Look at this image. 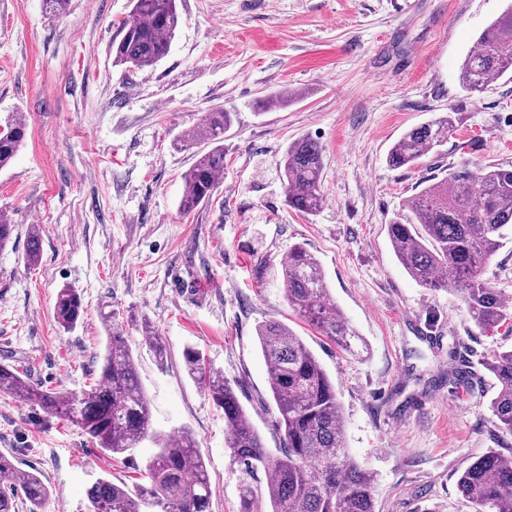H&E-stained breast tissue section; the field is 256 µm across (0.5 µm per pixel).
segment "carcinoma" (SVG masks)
Here are the masks:
<instances>
[{
  "label": "carcinoma",
  "instance_id": "carcinoma-1",
  "mask_svg": "<svg viewBox=\"0 0 512 512\" xmlns=\"http://www.w3.org/2000/svg\"><path fill=\"white\" fill-rule=\"evenodd\" d=\"M180 23L176 0H132L122 24V37L112 45L113 63L128 68L153 67L169 53ZM512 4L478 36L475 49L460 72L463 85L481 92L512 73ZM231 113L204 114L195 140L210 144L183 177V214L197 210L217 189L224 172V132ZM451 116H441L405 131L390 148L393 169L411 168L448 139ZM27 134L18 113L0 124V167L17 154ZM322 149L309 137L288 144L281 175L286 202L313 215L323 205ZM512 230V166L462 167L423 188L404 202V213L387 224L394 254L407 273L425 288L462 293L471 321L483 329L512 322V302L492 287L483 273ZM284 295L297 314L319 332L350 349L357 335L330 302L324 271L316 257L294 246L282 268ZM83 313L80 296L62 289L55 317L63 328L75 326ZM99 360L97 383L81 394L32 385L9 364H0V393L35 406L46 415L82 430L104 454L112 457L146 440L159 451L146 467V483L129 489L98 477L87 489V512H211L207 470L192 435L161 437L151 427L149 405L135 360L115 316ZM145 342L159 362L167 350L149 323ZM260 350L269 368V388L279 413L282 444L272 456L260 433L249 422L233 385L206 364L193 347L183 351L191 378L212 403L224 411V433L233 457L245 471L268 474L270 512H375L372 478L349 455L343 412L333 383L320 360L287 325L267 321L257 328ZM448 382L469 384L475 378L462 344L448 347ZM496 381L490 402L497 428L512 436V349L497 351L484 363ZM462 495L476 512H512V455L489 452L467 467L458 479ZM51 491L41 477L16 466L11 454L0 452V512H44ZM239 512H261L259 496L245 486Z\"/></svg>",
  "mask_w": 512,
  "mask_h": 512
}]
</instances>
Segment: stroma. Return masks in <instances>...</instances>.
Returning <instances> with one entry per match:
<instances>
[{"mask_svg":"<svg viewBox=\"0 0 512 512\" xmlns=\"http://www.w3.org/2000/svg\"><path fill=\"white\" fill-rule=\"evenodd\" d=\"M512 0H178L180 26L156 66L112 63L129 0H0V121L20 112L27 140L0 169V214L15 226L0 251V363L36 385L70 392L97 378L107 316L123 326L154 429L190 432L205 462L212 512H238L246 473L224 414L190 378L185 348L230 381L270 453L278 411L256 329L286 324L336 385L347 448L374 477L375 512H475L457 488L478 457L512 454L494 424L483 364L512 347V323L486 331L460 296L419 286L398 262L387 226L403 202L448 170L512 165V79L466 90L461 64ZM282 107L258 111L266 95ZM233 122L224 173L196 212L179 210L194 162L188 138L205 112ZM453 115L452 135L412 169L386 156L410 127ZM322 148L323 208L290 209L279 176L288 143ZM41 253L24 262L28 232ZM320 262L330 298L365 343L354 356L289 307L282 264L294 245ZM84 312L65 329L60 289ZM167 348L157 363L140 327ZM458 339L473 386L431 380ZM156 451L144 441L116 459L78 427L0 395V452L36 470L47 512H84L97 476L142 483Z\"/></svg>","mask_w":512,"mask_h":512,"instance_id":"stroma-1","label":"stroma"}]
</instances>
